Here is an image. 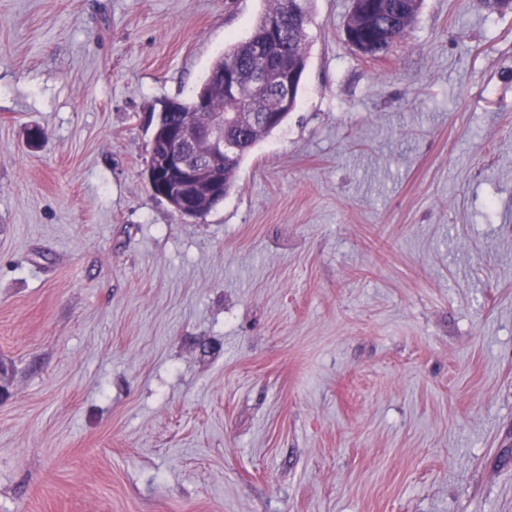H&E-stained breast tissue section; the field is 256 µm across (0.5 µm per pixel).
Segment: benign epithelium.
I'll use <instances>...</instances> for the list:
<instances>
[{
    "mask_svg": "<svg viewBox=\"0 0 512 512\" xmlns=\"http://www.w3.org/2000/svg\"><path fill=\"white\" fill-rule=\"evenodd\" d=\"M287 36L288 30L281 21L270 22L262 50L270 58L271 66L251 74L254 101L249 110L233 113L227 122L176 125L163 131L167 142L164 159L159 166L149 163L147 179L154 195L170 205L179 203V213H184V208L195 202L200 193L206 194L213 202L224 200L222 164L224 157L238 151L235 134L239 129L259 121L275 123L281 112L295 108L296 88L300 85L303 70L282 53V44ZM346 38L365 57H374L389 49L382 39H361L350 29L346 30ZM219 80L224 87V96L229 99L238 97L242 75L237 69L227 68ZM271 95L279 101L278 112L264 110V102Z\"/></svg>",
    "mask_w": 512,
    "mask_h": 512,
    "instance_id": "7a95c632",
    "label": "benign epithelium"
}]
</instances>
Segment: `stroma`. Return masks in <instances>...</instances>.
<instances>
[{
	"instance_id": "35a3bbf8",
	"label": "stroma",
	"mask_w": 512,
	"mask_h": 512,
	"mask_svg": "<svg viewBox=\"0 0 512 512\" xmlns=\"http://www.w3.org/2000/svg\"><path fill=\"white\" fill-rule=\"evenodd\" d=\"M268 6L0 0V512H512V6L372 60L310 0L295 109L182 216L153 122Z\"/></svg>"
}]
</instances>
